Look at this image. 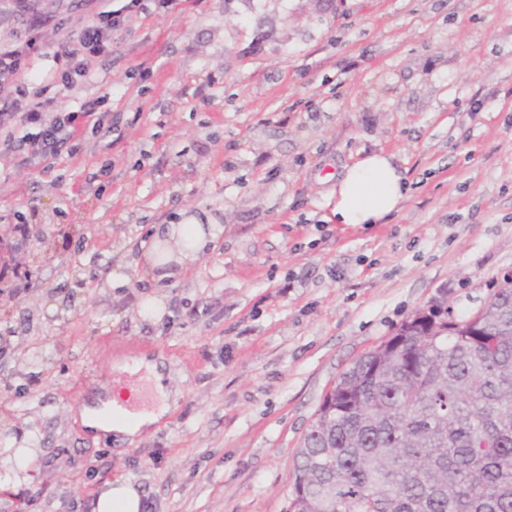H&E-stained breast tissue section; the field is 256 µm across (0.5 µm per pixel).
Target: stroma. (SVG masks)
I'll return each mask as SVG.
<instances>
[{
  "label": "stroma",
  "instance_id": "stroma-1",
  "mask_svg": "<svg viewBox=\"0 0 512 512\" xmlns=\"http://www.w3.org/2000/svg\"><path fill=\"white\" fill-rule=\"evenodd\" d=\"M12 0L0 50L35 43L44 98L100 101L50 173L0 153V442L32 439L0 512H91L140 483L152 512H288L305 433L338 376L437 300L475 313L512 273V0ZM125 9L74 89L58 31ZM384 151L408 180L380 223L330 222L344 168ZM213 217L174 279L150 229ZM30 225L24 242L12 227ZM123 287L109 284L115 267ZM164 295L160 317H142ZM176 409L134 443L94 438L84 404L147 385Z\"/></svg>",
  "mask_w": 512,
  "mask_h": 512
}]
</instances>
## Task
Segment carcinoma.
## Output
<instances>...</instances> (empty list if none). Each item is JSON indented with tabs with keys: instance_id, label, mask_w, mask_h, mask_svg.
Wrapping results in <instances>:
<instances>
[{
	"instance_id": "cac0c4a2",
	"label": "carcinoma",
	"mask_w": 512,
	"mask_h": 512,
	"mask_svg": "<svg viewBox=\"0 0 512 512\" xmlns=\"http://www.w3.org/2000/svg\"><path fill=\"white\" fill-rule=\"evenodd\" d=\"M288 512H512V278L468 318L416 311L340 375Z\"/></svg>"
}]
</instances>
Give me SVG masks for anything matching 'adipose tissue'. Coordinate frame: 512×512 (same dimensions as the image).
<instances>
[{
	"label": "adipose tissue",
	"instance_id": "obj_1",
	"mask_svg": "<svg viewBox=\"0 0 512 512\" xmlns=\"http://www.w3.org/2000/svg\"><path fill=\"white\" fill-rule=\"evenodd\" d=\"M407 191L406 179L392 155L375 152L347 166L339 177L332 216L339 224H377L397 209ZM220 232V225L200 223L193 215L180 224L155 225L144 255L148 273L163 279L186 271L209 250ZM146 371L158 395V406L130 410L131 394L116 391L109 401L85 408L83 424L97 434L112 432L132 438L157 423L171 409L170 392L156 365L147 364ZM144 505V495L135 480L122 475L105 482L93 502L92 512H142Z\"/></svg>",
	"mask_w": 512,
	"mask_h": 512
}]
</instances>
